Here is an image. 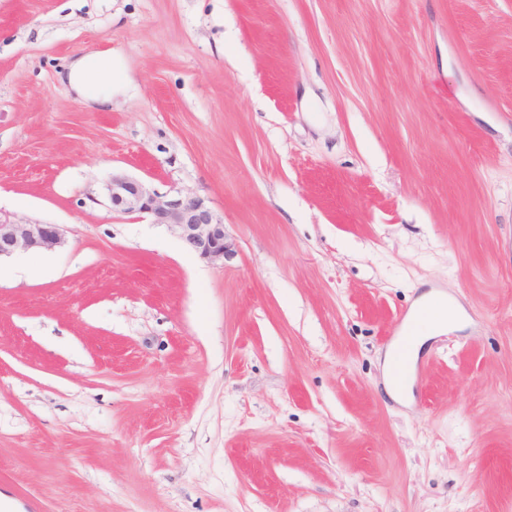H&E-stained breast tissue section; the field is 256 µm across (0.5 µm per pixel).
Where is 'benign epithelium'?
<instances>
[{
	"instance_id": "benign-epithelium-1",
	"label": "benign epithelium",
	"mask_w": 512,
	"mask_h": 512,
	"mask_svg": "<svg viewBox=\"0 0 512 512\" xmlns=\"http://www.w3.org/2000/svg\"><path fill=\"white\" fill-rule=\"evenodd\" d=\"M107 195L112 209L146 214L151 223L170 227L203 259L222 261L230 251L224 221L199 196L180 191L161 194L143 182L118 173L112 174ZM63 243L64 233L58 224L0 215V258L30 250L51 251Z\"/></svg>"
}]
</instances>
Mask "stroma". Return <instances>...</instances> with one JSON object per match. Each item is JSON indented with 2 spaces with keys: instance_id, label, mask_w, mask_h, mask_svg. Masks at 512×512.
<instances>
[{
  "instance_id": "35a3bbf8",
  "label": "stroma",
  "mask_w": 512,
  "mask_h": 512,
  "mask_svg": "<svg viewBox=\"0 0 512 512\" xmlns=\"http://www.w3.org/2000/svg\"><path fill=\"white\" fill-rule=\"evenodd\" d=\"M105 51L112 105L62 86ZM0 211L66 237L0 263L8 512H512V0H0ZM106 189L114 210L146 214L151 223L169 226L201 258L224 261L230 251L224 221L205 199L180 191L161 194L143 182L118 173L112 174ZM441 296V297H440ZM438 297L435 300H431L432 298ZM443 297H447L448 301L446 302V307L443 311V313L438 316L434 322L422 333H420L416 338L412 346V351L409 357V360L411 359V356L415 350V354H417L419 348L423 346L425 340L431 336H423L426 333L431 332H441L447 328L450 327H457L460 324V321L462 319V309L460 305L450 296H448L445 293H425L421 296L422 298V304L425 305L426 303H432L437 300L444 301ZM431 300V301H430Z\"/></svg>"
}]
</instances>
